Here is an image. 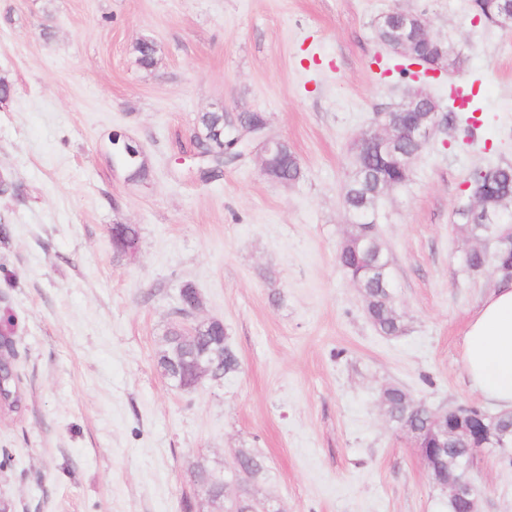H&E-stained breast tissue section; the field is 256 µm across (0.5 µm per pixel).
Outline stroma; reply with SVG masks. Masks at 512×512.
<instances>
[{
  "mask_svg": "<svg viewBox=\"0 0 512 512\" xmlns=\"http://www.w3.org/2000/svg\"><path fill=\"white\" fill-rule=\"evenodd\" d=\"M407 8L464 44L459 70L393 73L374 22ZM0 79V512H222L193 473L242 449L267 467L254 499L281 512H448L380 390L484 406L461 339L496 277L466 270L454 211L474 168L512 164V31L471 0H0ZM411 86L468 102L381 210L405 325L390 337L336 255L351 145ZM201 112L262 114L301 179H267L254 154L201 178ZM116 132L147 181L113 165ZM115 224L138 227L134 252ZM185 282L240 362L190 391L156 360ZM472 473L478 512H512V463L486 450ZM139 230L133 224H115L112 232V245L117 251H125L137 243Z\"/></svg>",
  "mask_w": 512,
  "mask_h": 512,
  "instance_id": "stroma-1",
  "label": "stroma"
}]
</instances>
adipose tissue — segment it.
I'll return each mask as SVG.
<instances>
[{"label": "adipose tissue", "instance_id": "ef3b65f1", "mask_svg": "<svg viewBox=\"0 0 512 512\" xmlns=\"http://www.w3.org/2000/svg\"><path fill=\"white\" fill-rule=\"evenodd\" d=\"M462 354L470 388L499 411H512V280H497L467 324Z\"/></svg>", "mask_w": 512, "mask_h": 512}]
</instances>
